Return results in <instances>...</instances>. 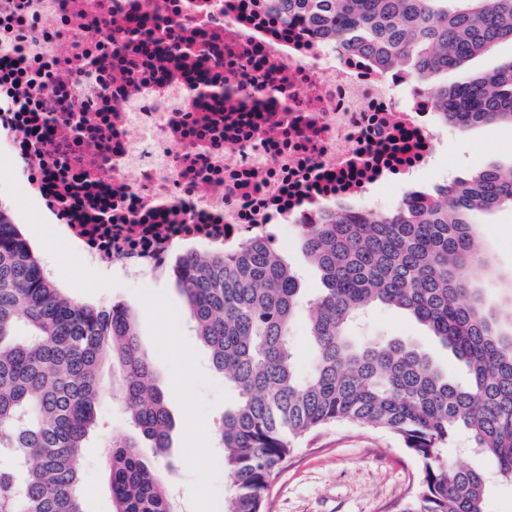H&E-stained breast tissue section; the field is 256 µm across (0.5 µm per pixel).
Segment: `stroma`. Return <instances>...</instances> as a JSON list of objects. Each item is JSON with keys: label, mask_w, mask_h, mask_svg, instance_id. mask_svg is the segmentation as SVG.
I'll return each mask as SVG.
<instances>
[{"label": "stroma", "mask_w": 512, "mask_h": 512, "mask_svg": "<svg viewBox=\"0 0 512 512\" xmlns=\"http://www.w3.org/2000/svg\"><path fill=\"white\" fill-rule=\"evenodd\" d=\"M512 163V126L490 124L462 131L445 128L435 160L434 178L451 182L467 178L491 164ZM8 202L26 219L23 232L58 287L76 301L108 307L121 303L136 318L143 350L152 360L167 406L175 421L166 471L179 512H224L231 482L218 445L215 424L233 395L222 374L209 363L208 351L196 336L173 272L151 283L128 275L73 264L58 234L43 221L32 198L0 159V204ZM475 230L493 265L479 278L489 301L512 307V207L481 217ZM370 335L399 339L436 353L455 373L433 336L410 317L386 306L375 309L367 324ZM117 373L104 363L99 378L105 395L99 425L83 450L82 483L85 512H114L103 456L112 441L132 436L134 429L115 383ZM450 462L483 468L489 477L486 512H512V479L500 476L494 463L468 453H453ZM419 468L391 434L336 422L297 444L270 483L265 512H402Z\"/></svg>", "instance_id": "35a3bbf8"}]
</instances>
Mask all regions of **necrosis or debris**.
<instances>
[{"label": "necrosis or debris", "instance_id": "4bbe7bcc", "mask_svg": "<svg viewBox=\"0 0 512 512\" xmlns=\"http://www.w3.org/2000/svg\"><path fill=\"white\" fill-rule=\"evenodd\" d=\"M426 85L262 0H0V140L85 263L151 280L432 169Z\"/></svg>", "mask_w": 512, "mask_h": 512}]
</instances>
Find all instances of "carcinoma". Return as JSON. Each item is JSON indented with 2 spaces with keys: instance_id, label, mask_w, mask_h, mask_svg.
Wrapping results in <instances>:
<instances>
[{
  "instance_id": "carcinoma-1",
  "label": "carcinoma",
  "mask_w": 512,
  "mask_h": 512,
  "mask_svg": "<svg viewBox=\"0 0 512 512\" xmlns=\"http://www.w3.org/2000/svg\"><path fill=\"white\" fill-rule=\"evenodd\" d=\"M283 20L371 53L430 84L440 118L461 129L512 125V61L448 82L493 45L512 42V0H266ZM512 206V164L402 200L383 213L344 210L299 225L298 246L322 288L305 298L271 238L235 253L185 254L177 287L211 367L235 393L216 423L233 476L225 512H264L293 444L335 422L385 431L420 467L403 512H485L486 476L445 453L466 437L512 477V311L476 288L488 265L475 219ZM385 305L423 326L467 369L459 383L432 354L399 340L354 336ZM307 314L310 373L294 365L291 326ZM118 364L135 435L106 467L115 512H178L162 463L174 421L145 356L134 313L82 304L42 266L0 208V512H84L82 448L98 421L106 360ZM153 457L142 455V443Z\"/></svg>"
}]
</instances>
